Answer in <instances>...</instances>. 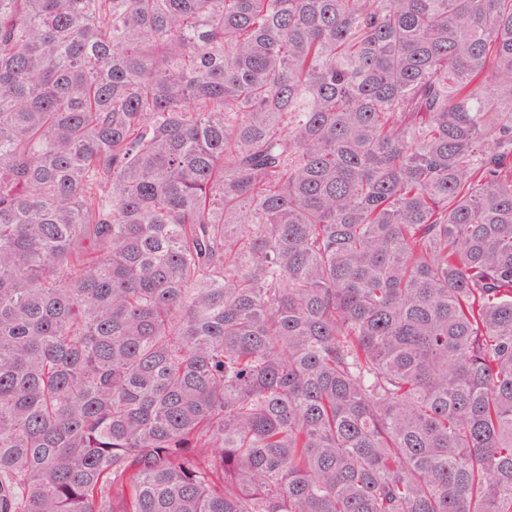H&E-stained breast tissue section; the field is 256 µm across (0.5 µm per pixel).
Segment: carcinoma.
<instances>
[{"label": "carcinoma", "mask_w": 512, "mask_h": 512, "mask_svg": "<svg viewBox=\"0 0 512 512\" xmlns=\"http://www.w3.org/2000/svg\"><path fill=\"white\" fill-rule=\"evenodd\" d=\"M0 512H512V0H0Z\"/></svg>", "instance_id": "carcinoma-1"}]
</instances>
